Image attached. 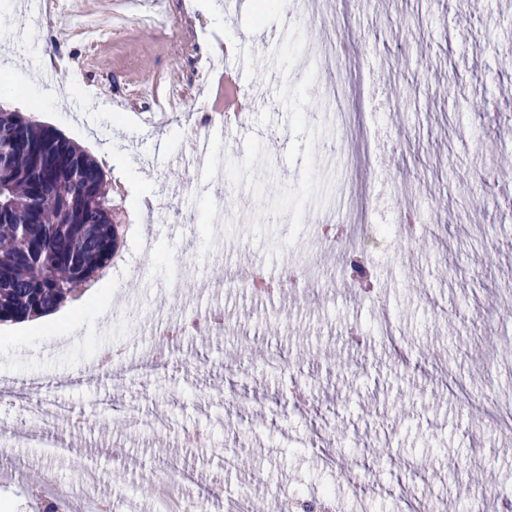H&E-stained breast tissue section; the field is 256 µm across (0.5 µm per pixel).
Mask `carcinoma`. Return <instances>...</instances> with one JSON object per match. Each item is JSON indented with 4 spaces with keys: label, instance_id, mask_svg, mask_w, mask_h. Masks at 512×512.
<instances>
[{
    "label": "carcinoma",
    "instance_id": "1",
    "mask_svg": "<svg viewBox=\"0 0 512 512\" xmlns=\"http://www.w3.org/2000/svg\"><path fill=\"white\" fill-rule=\"evenodd\" d=\"M101 163L56 129L0 111V324L99 281L121 225Z\"/></svg>",
    "mask_w": 512,
    "mask_h": 512
}]
</instances>
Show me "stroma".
Wrapping results in <instances>:
<instances>
[{
	"instance_id": "1",
	"label": "stroma",
	"mask_w": 512,
	"mask_h": 512,
	"mask_svg": "<svg viewBox=\"0 0 512 512\" xmlns=\"http://www.w3.org/2000/svg\"><path fill=\"white\" fill-rule=\"evenodd\" d=\"M30 3L0 0V108L104 163L133 272L105 314L90 296L0 325V379L69 403L73 455L98 490L122 488L116 512H149L160 476L186 495L221 479L209 512L241 489L255 512L325 489L337 512H512V0H485L467 28L459 0H288L260 24L192 0L165 40L118 21L98 45L73 28L57 42L50 17L31 35L17 22ZM229 31L260 50L239 77L256 110L196 184L169 161L203 107L191 74ZM407 210L420 214L410 240ZM320 219L388 232L365 257L368 288ZM239 265L300 280L254 300L231 281ZM215 305L222 327L159 347L158 309ZM115 346L136 373L83 384L82 366ZM130 414L157 429L128 428ZM239 417L249 446L228 471ZM196 428L205 446H184ZM11 453L0 512H37L33 479L74 487L67 458Z\"/></svg>"
}]
</instances>
